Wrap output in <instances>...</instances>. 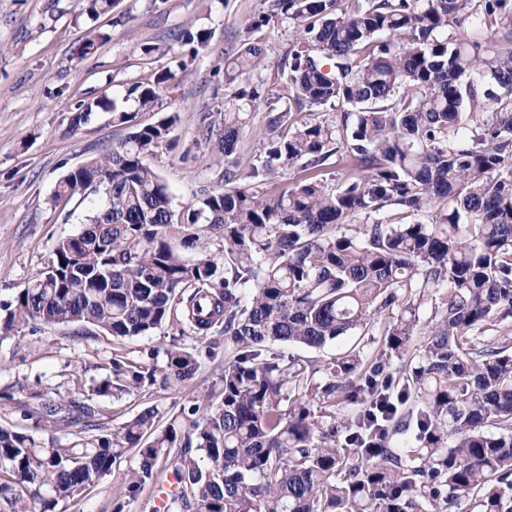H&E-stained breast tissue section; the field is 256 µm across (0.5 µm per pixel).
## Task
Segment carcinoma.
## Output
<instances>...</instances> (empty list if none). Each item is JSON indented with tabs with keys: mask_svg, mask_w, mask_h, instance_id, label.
<instances>
[{
	"mask_svg": "<svg viewBox=\"0 0 512 512\" xmlns=\"http://www.w3.org/2000/svg\"><path fill=\"white\" fill-rule=\"evenodd\" d=\"M273 20L295 25L276 83L307 116H271L259 163L224 167V190L179 217L148 162L176 116L133 128L60 178L53 204L92 185L105 203L0 308L10 334L37 323L116 339L166 324L196 338L218 329L220 400L193 395L164 425L152 405L111 430L104 408L31 392L21 421L0 424V493L13 512L78 501L130 454L113 512L163 472L178 485L169 512H512V0H269L225 58L230 81L267 68L251 35ZM180 38L193 58L208 42L203 30ZM174 78L129 95L149 110ZM99 108L107 98L78 104L73 124ZM336 111L339 122L317 118ZM204 120L205 140L231 157L242 108ZM333 157L337 189L320 176ZM277 166L298 167L289 187L250 188ZM434 288L447 295L423 322ZM381 319L375 354L315 366L271 349H321ZM198 368L178 344L161 365L116 355L90 391L119 401L184 389ZM342 405L355 411L340 418ZM25 421L77 425L79 440L44 447ZM408 431L415 445L394 447Z\"/></svg>",
	"mask_w": 512,
	"mask_h": 512,
	"instance_id": "obj_1",
	"label": "carcinoma"
}]
</instances>
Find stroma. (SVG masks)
Masks as SVG:
<instances>
[{"mask_svg":"<svg viewBox=\"0 0 512 512\" xmlns=\"http://www.w3.org/2000/svg\"><path fill=\"white\" fill-rule=\"evenodd\" d=\"M87 8V0H0V306L46 271L57 241L79 232L93 206L76 199L51 205L61 176L129 133L128 125L113 122L112 113L102 110L73 125L78 104L108 98L143 126L177 113L168 142L150 158L175 212L224 187V156L205 142L202 118L232 103L237 86L224 79V59L238 48L241 20L266 12L268 0H116L97 22L108 35L106 43L82 56L78 47L95 23ZM188 26L209 34L194 56L179 39ZM253 37L266 44L268 67L251 78L262 96L250 107L235 156L243 171L260 153L254 128L288 105L276 72L295 33L291 22L275 21ZM168 70L176 78L154 111H137L127 88L153 83ZM172 343L197 348L200 367L192 388L199 394L213 391L224 368L223 333L201 339L166 325L148 336L116 340L93 326L42 324L0 335V391L25 388L49 398L72 389L73 373L88 385L106 376L116 354L137 359L153 349L157 361H164L163 350ZM184 402V392L152 389L111 404L106 425L117 427L151 405L166 421ZM129 466L126 460L117 464L104 484L76 505H58L56 512H112L110 488Z\"/></svg>","mask_w":512,"mask_h":512,"instance_id":"1","label":"stroma"}]
</instances>
